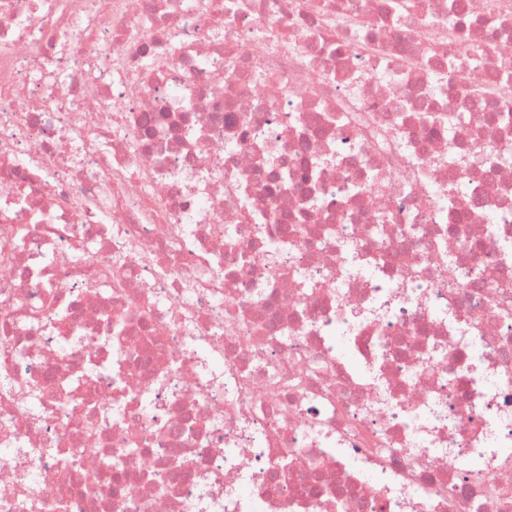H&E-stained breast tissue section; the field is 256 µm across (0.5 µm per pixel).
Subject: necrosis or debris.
Wrapping results in <instances>:
<instances>
[{
	"mask_svg": "<svg viewBox=\"0 0 512 512\" xmlns=\"http://www.w3.org/2000/svg\"><path fill=\"white\" fill-rule=\"evenodd\" d=\"M415 1L0 0V512H512V0Z\"/></svg>",
	"mask_w": 512,
	"mask_h": 512,
	"instance_id": "1",
	"label": "necrosis or debris"
}]
</instances>
